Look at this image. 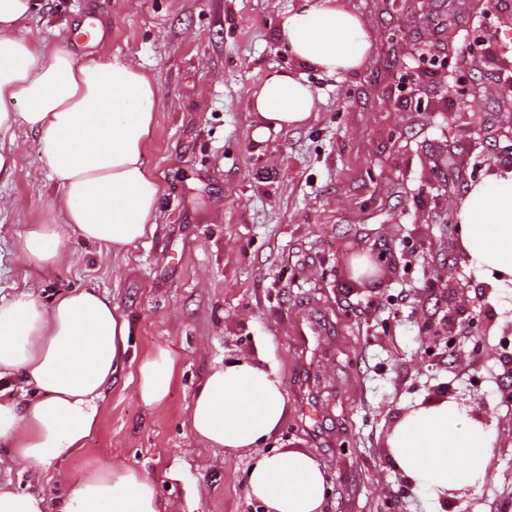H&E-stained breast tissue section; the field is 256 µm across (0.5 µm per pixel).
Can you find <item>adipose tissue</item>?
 <instances>
[{"label": "adipose tissue", "instance_id": "1", "mask_svg": "<svg viewBox=\"0 0 512 512\" xmlns=\"http://www.w3.org/2000/svg\"><path fill=\"white\" fill-rule=\"evenodd\" d=\"M33 0H0V141L16 128L34 133L42 169L61 188L56 224H37L15 245L32 267L57 263L65 232L124 248L153 235L162 187L143 153L155 125L158 88L133 61H80L62 47L24 37ZM278 37L302 66L352 71L371 42L360 18L338 0H306L283 16ZM312 88L294 72L274 70L250 93L257 142L303 125L315 108ZM460 242L470 266L493 288L512 285V169L473 185L459 205ZM130 324L94 288L62 291L45 305L27 293L0 298V380L20 376L27 394L0 388V466L23 471L63 461L95 432L100 401L128 361ZM174 370L157 348L138 364L137 397L161 405ZM281 382L243 359L213 369L189 411L192 433L227 451L247 450L250 495L267 512H323L330 486L318 460L303 451L265 449L284 421ZM496 437L490 421L458 403L421 404L386 439L394 467L438 500L480 488ZM0 512H168L155 483L115 464L90 470L50 499L39 490L0 486Z\"/></svg>", "mask_w": 512, "mask_h": 512}]
</instances>
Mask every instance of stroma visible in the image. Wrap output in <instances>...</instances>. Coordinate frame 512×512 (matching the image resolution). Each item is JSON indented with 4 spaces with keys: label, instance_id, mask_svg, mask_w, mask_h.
I'll list each match as a JSON object with an SVG mask.
<instances>
[{
    "label": "stroma",
    "instance_id": "1",
    "mask_svg": "<svg viewBox=\"0 0 512 512\" xmlns=\"http://www.w3.org/2000/svg\"><path fill=\"white\" fill-rule=\"evenodd\" d=\"M36 2L28 38L85 62L130 58L157 83L143 150L163 193L152 237L116 251L70 233L63 262L31 268L15 233L58 223L61 191L35 136L16 130L15 173L0 182V297L26 292L47 305L67 289H98L128 319L136 358L165 347L174 371L165 402L149 408L127 366L80 452L0 481L55 496L89 467L121 462L151 477L172 512H265L246 487L251 453L206 447L188 423L211 370L261 357L288 407L266 445L320 462L332 486L325 512H512V406L501 397L512 388V335L502 332L512 292L463 260L454 231L470 186L489 166L512 169L504 5L343 0L371 51L359 69L328 74L298 67L277 37L303 0ZM484 23L500 36L494 59L464 57ZM81 24L98 39L72 43ZM276 69L301 71L316 109L258 144L245 100ZM308 317L321 334L306 346L296 331ZM450 321L451 344L421 330ZM448 391L484 405L496 445L482 487L437 501L405 490L385 444L402 413ZM302 397L322 408L320 438L303 423Z\"/></svg>",
    "mask_w": 512,
    "mask_h": 512
}]
</instances>
